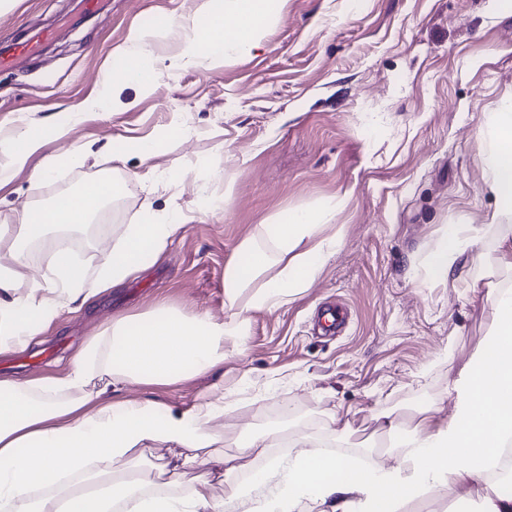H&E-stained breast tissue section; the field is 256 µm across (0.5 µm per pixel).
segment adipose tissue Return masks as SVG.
<instances>
[{
  "label": "adipose tissue",
  "mask_w": 512,
  "mask_h": 512,
  "mask_svg": "<svg viewBox=\"0 0 512 512\" xmlns=\"http://www.w3.org/2000/svg\"><path fill=\"white\" fill-rule=\"evenodd\" d=\"M278 8L277 0H201L180 19L163 17L155 28L133 31L113 50L104 91L88 99L85 110L106 105L121 82L147 93L163 74L206 60L250 55L277 22ZM175 27L183 33L176 51L156 54V41ZM43 138L37 126L12 135L10 163L0 166V182L26 166ZM485 141V184L495 200L488 221L511 223L512 95L488 115ZM121 191V185L93 180L79 194L59 196L47 209L21 212L9 259L0 261V354L25 348L63 311L83 307L106 289L136 278L184 229L188 218L174 209L167 223L127 225L95 273H87L69 249L57 247L47 256L49 284L26 280L24 244L42 240L49 225L85 223L106 198ZM335 215L328 204L286 212L262 225L259 236L245 238L224 268V320L166 306L118 317L88 339L64 375L35 388L0 379V512H112L117 505L122 512H231L233 501L248 503V512H303L310 503L327 512H405L409 501L451 488L464 492L474 512H512V494L489 476L512 439L511 291L497 295L481 350L448 385L455 401L448 421L434 425L424 417L409 425L394 413L376 416L378 430L389 437L399 459L395 467L364 469L336 455L330 444L349 428L333 417L325 424L326 439L294 438L295 454L269 462L247 485L231 477L240 471L241 459L264 456L267 443L245 426L234 434L237 455L187 456L177 467L156 460V469L171 484L182 478L183 468H199L189 495H148L140 483L121 480L130 460L157 446L214 447L225 436L215 422L234 411L235 403L225 399L220 382L183 409L149 396L119 397L114 388L172 385L222 368L245 342L247 311L271 310L299 295L339 248V238L317 237ZM307 239L313 245L306 249L302 243ZM466 243L460 226L451 225L426 257L429 275L447 279ZM23 282L28 293L21 296L17 289ZM90 462L108 482L98 492H76L63 476L84 471ZM216 471L231 480L226 496L211 492Z\"/></svg>",
  "instance_id": "obj_1"
}]
</instances>
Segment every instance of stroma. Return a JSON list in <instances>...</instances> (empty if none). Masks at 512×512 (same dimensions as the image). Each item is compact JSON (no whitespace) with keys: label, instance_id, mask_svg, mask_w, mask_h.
Masks as SVG:
<instances>
[{"label":"stroma","instance_id":"1","mask_svg":"<svg viewBox=\"0 0 512 512\" xmlns=\"http://www.w3.org/2000/svg\"><path fill=\"white\" fill-rule=\"evenodd\" d=\"M199 0H16L0 14V47L32 40L0 69V164L26 126L46 132L26 168L0 187V245L17 215L61 188L108 178L128 185L93 222L76 226L75 253L95 269L123 233L172 209L190 220L160 260L86 308L63 312L21 351L0 354V379L39 385L61 375L112 317L165 304L221 319L224 266L276 214L336 204L321 234L340 237L305 291L249 312L242 351L224 361L240 422L320 436L347 421L336 449L395 466L374 415L444 420L449 382L482 346L512 268L498 261L511 224H489L484 181L488 112L512 93V0H282L279 22L249 56L174 72L152 92L124 85L112 108L82 111L112 51L155 17ZM66 124L67 137L53 135ZM179 136H171V129ZM121 140L159 141L151 164L114 157ZM82 148L88 157L69 164ZM58 165L38 183L46 158ZM224 208H207V197ZM475 238L448 280L425 258L449 225Z\"/></svg>","mask_w":512,"mask_h":512}]
</instances>
